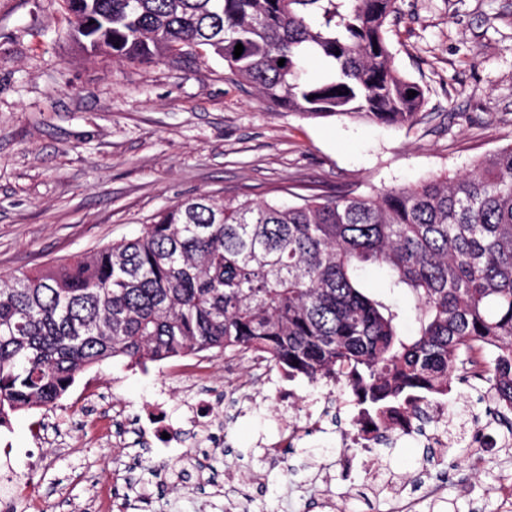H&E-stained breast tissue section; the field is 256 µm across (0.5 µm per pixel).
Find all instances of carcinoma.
Here are the masks:
<instances>
[{"label": "carcinoma", "mask_w": 512, "mask_h": 512, "mask_svg": "<svg viewBox=\"0 0 512 512\" xmlns=\"http://www.w3.org/2000/svg\"><path fill=\"white\" fill-rule=\"evenodd\" d=\"M395 3L65 0L73 38L92 52L100 39L118 59L207 47L282 109L403 126L421 120L425 92L385 43ZM310 55L328 66L321 82L300 81ZM368 265L412 293L416 335L402 334L396 307L363 291ZM477 346L493 353L468 387L489 385L512 435V144L462 175L376 197L198 194L131 239L0 276V427L114 358L144 366L210 352L264 355L290 379L339 382L378 429L402 414L421 434L424 402L458 381L461 357Z\"/></svg>", "instance_id": "obj_1"}]
</instances>
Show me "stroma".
<instances>
[{
    "label": "stroma",
    "instance_id": "35a3bbf8",
    "mask_svg": "<svg viewBox=\"0 0 512 512\" xmlns=\"http://www.w3.org/2000/svg\"><path fill=\"white\" fill-rule=\"evenodd\" d=\"M385 37L396 69L425 91L411 127L360 118H306L260 98L212 51L184 49L152 62L87 57L62 0H0V275L59 265L136 236L160 210L189 196L297 202L310 195L373 197L431 176L454 175L512 144V0H398ZM220 359L192 383L165 363L117 358L82 374L56 405L19 412L0 428V496L34 494L40 512H428L433 497L453 512H501L512 450L496 446L478 391L450 401L453 424L483 428L481 470L454 447L425 468V448L398 441L306 458L271 457L283 421L266 387L239 410ZM196 385L222 420L204 443L163 445L149 417L183 425V395ZM298 396L330 402L322 447L352 427L343 386L306 378ZM93 401H85L86 393ZM169 458L166 469L152 461ZM428 469L418 490L407 479Z\"/></svg>",
    "mask_w": 512,
    "mask_h": 512
}]
</instances>
